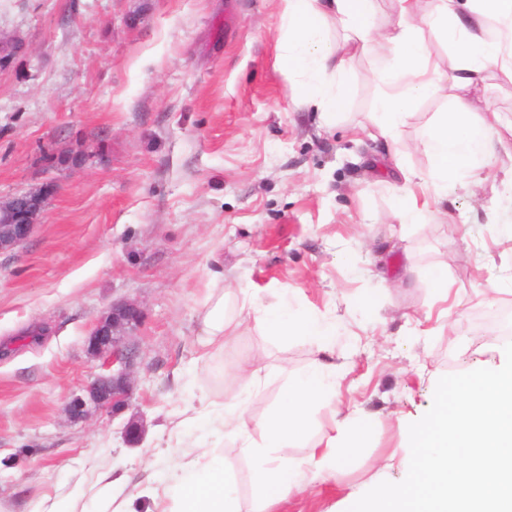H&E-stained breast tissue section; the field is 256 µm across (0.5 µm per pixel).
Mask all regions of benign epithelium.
Segmentation results:
<instances>
[{
  "label": "benign epithelium",
  "instance_id": "7a95c632",
  "mask_svg": "<svg viewBox=\"0 0 512 512\" xmlns=\"http://www.w3.org/2000/svg\"><path fill=\"white\" fill-rule=\"evenodd\" d=\"M22 50L18 39L0 38V63H5ZM53 185L28 189L6 198L0 197V253L10 252L26 244L47 205ZM142 317L134 302L115 304L101 316L87 341V352L92 356L112 353V364L120 369L110 376H100L86 386V395L75 396L67 406L74 419H83L93 411L112 410L117 413L128 405L134 351L128 346L130 330L136 328Z\"/></svg>",
  "mask_w": 512,
  "mask_h": 512
}]
</instances>
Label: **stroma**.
<instances>
[{
  "mask_svg": "<svg viewBox=\"0 0 512 512\" xmlns=\"http://www.w3.org/2000/svg\"><path fill=\"white\" fill-rule=\"evenodd\" d=\"M282 0H0V37L24 48L0 69V195L54 182L29 242L0 254V512L41 493L82 512L93 461L115 475L188 460L166 429L207 397L236 400L237 365L257 374L246 413L267 417L288 377L336 367V394L280 454L304 487L287 512H348L357 494L408 472L400 425L431 407L445 375L500 362L488 312L512 272V187L490 172L455 187L447 212L418 224L396 210L402 169L427 171L417 147L445 102H420L395 146L372 140L369 55L333 125L278 61ZM445 271L448 298L433 287ZM226 316L246 291L287 287L293 312L336 323L324 350L255 323L210 360L196 356L216 274ZM143 312L128 408L73 420L72 395L104 373L86 340L112 304ZM447 321H440V310ZM366 429L362 448L322 480L313 446L343 437L333 409ZM145 427L129 445L132 417Z\"/></svg>",
  "mask_w": 512,
  "mask_h": 512,
  "instance_id": "1",
  "label": "stroma"
}]
</instances>
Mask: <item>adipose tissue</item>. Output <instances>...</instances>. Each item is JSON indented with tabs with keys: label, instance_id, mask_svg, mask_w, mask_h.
<instances>
[{
	"label": "adipose tissue",
	"instance_id": "adipose-tissue-1",
	"mask_svg": "<svg viewBox=\"0 0 512 512\" xmlns=\"http://www.w3.org/2000/svg\"><path fill=\"white\" fill-rule=\"evenodd\" d=\"M420 0H397L399 20L387 30L375 25L376 0H283L278 59L290 77L309 92V101L325 120H335L348 99L351 62L370 54L379 92L370 114V136L393 143L415 106L438 93L448 104L438 112L418 146L431 159L427 172L405 171L419 185L400 204L402 223L425 218L432 206L446 203L456 184L477 185L498 162L512 161V146L499 128L500 112L485 104L483 118H474L472 99L493 72L512 77V0H433L421 14ZM347 33L344 42L330 38L331 25ZM445 45L455 55L448 75L432 65L435 50ZM213 307L203 316L206 334L199 359L232 342L247 322L263 326L273 336H300L316 345L336 333L335 323L315 314L301 321L288 315V291H276L273 303L241 307L237 317L225 318L224 293L216 291ZM336 389V368L319 364L297 375L278 399L268 418L252 423L242 401L201 402L171 433L182 437L186 425L206 431L208 446L182 463L174 473L169 494L146 489L152 512H240L238 490L224 469V441L260 431V441L247 444L253 460L251 490L256 512H272L275 504L300 491L298 471L280 460L278 451L300 438L308 428V412Z\"/></svg>",
	"mask_w": 512,
	"mask_h": 512
}]
</instances>
